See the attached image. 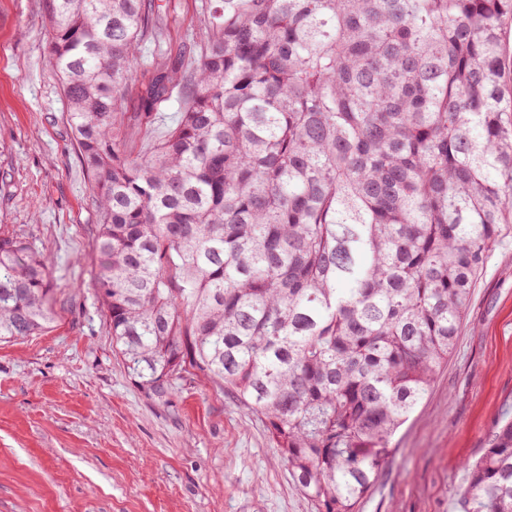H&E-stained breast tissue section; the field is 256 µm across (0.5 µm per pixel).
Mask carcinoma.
Segmentation results:
<instances>
[{
	"mask_svg": "<svg viewBox=\"0 0 512 512\" xmlns=\"http://www.w3.org/2000/svg\"><path fill=\"white\" fill-rule=\"evenodd\" d=\"M46 50L100 209L95 293L161 394L182 373L267 420L316 512H357L512 230V0H203L180 84L150 0H45ZM182 85L180 118L136 153ZM45 264L0 236V342L52 321ZM460 512H512V421ZM150 77V72L146 67H142L134 72L128 87L129 105L124 119V131L128 141L135 146L137 151H148L155 141L163 136L176 124L179 118V106L176 100L163 105L152 121L146 127L133 120V112H138L137 91L142 83ZM132 117V118H130ZM147 131V132H146Z\"/></svg>",
	"mask_w": 512,
	"mask_h": 512,
	"instance_id": "carcinoma-1",
	"label": "carcinoma"
}]
</instances>
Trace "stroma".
<instances>
[{
  "instance_id": "stroma-1",
  "label": "stroma",
  "mask_w": 512,
  "mask_h": 512,
  "mask_svg": "<svg viewBox=\"0 0 512 512\" xmlns=\"http://www.w3.org/2000/svg\"><path fill=\"white\" fill-rule=\"evenodd\" d=\"M201 0H153L164 48L190 78ZM43 0H0V234L46 262L49 328L0 344V512H315L268 423L197 380L156 394L112 347L92 271L100 213L46 52ZM128 141L148 151L177 102ZM512 419V234L492 249L456 344L397 431L359 512H459L467 463Z\"/></svg>"
}]
</instances>
